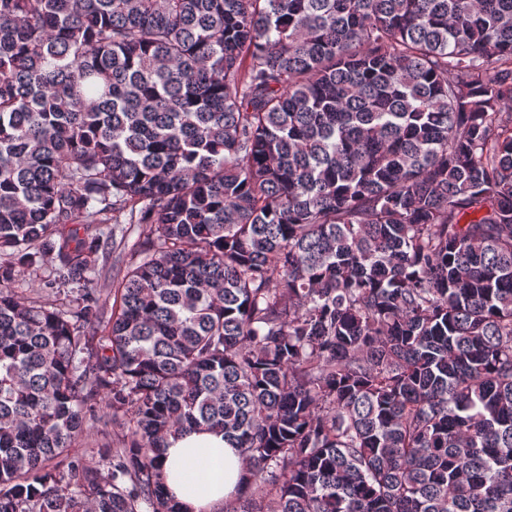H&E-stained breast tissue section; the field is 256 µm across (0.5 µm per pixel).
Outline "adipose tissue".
Returning <instances> with one entry per match:
<instances>
[{
	"mask_svg": "<svg viewBox=\"0 0 512 512\" xmlns=\"http://www.w3.org/2000/svg\"><path fill=\"white\" fill-rule=\"evenodd\" d=\"M162 470L170 495L185 512H216L241 492L245 463L223 434L195 430L169 438Z\"/></svg>",
	"mask_w": 512,
	"mask_h": 512,
	"instance_id": "1",
	"label": "adipose tissue"
}]
</instances>
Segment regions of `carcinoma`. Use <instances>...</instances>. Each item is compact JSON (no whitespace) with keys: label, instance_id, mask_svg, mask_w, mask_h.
<instances>
[{"label":"carcinoma","instance_id":"obj_1","mask_svg":"<svg viewBox=\"0 0 512 512\" xmlns=\"http://www.w3.org/2000/svg\"><path fill=\"white\" fill-rule=\"evenodd\" d=\"M197 428L224 512H512V0H0V512Z\"/></svg>","mask_w":512,"mask_h":512}]
</instances>
